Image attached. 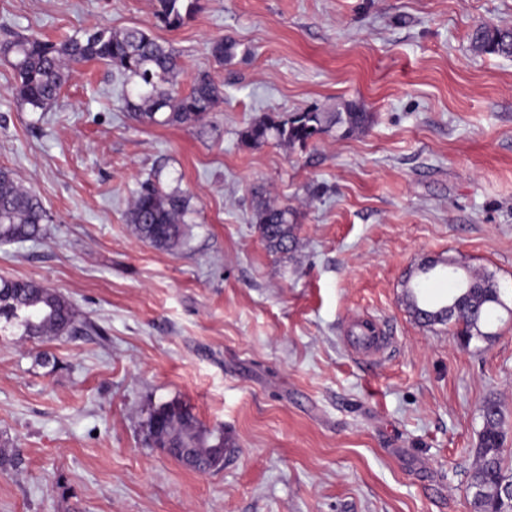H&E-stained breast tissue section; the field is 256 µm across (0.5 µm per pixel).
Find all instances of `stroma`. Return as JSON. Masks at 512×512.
I'll return each mask as SVG.
<instances>
[{
    "label": "stroma",
    "mask_w": 512,
    "mask_h": 512,
    "mask_svg": "<svg viewBox=\"0 0 512 512\" xmlns=\"http://www.w3.org/2000/svg\"><path fill=\"white\" fill-rule=\"evenodd\" d=\"M180 28L154 0H0V42L138 26L180 53V91L209 73L202 127L130 120L115 69L76 68L44 112L0 59V169L47 210L44 237L0 244V277L63 294L87 331L0 330V512H473L482 408L498 402L512 473V57L478 54L479 23L512 0H201ZM239 45L219 65L211 42ZM353 101L370 127L307 148L249 146L266 112ZM192 197L185 244L138 239L127 213L151 174ZM297 212L270 251L255 197ZM491 274L505 305L487 339L409 313L421 265ZM368 318L391 344L353 351ZM56 359L42 366V354ZM178 399L233 442L206 474L145 439Z\"/></svg>",
    "instance_id": "1"
}]
</instances>
